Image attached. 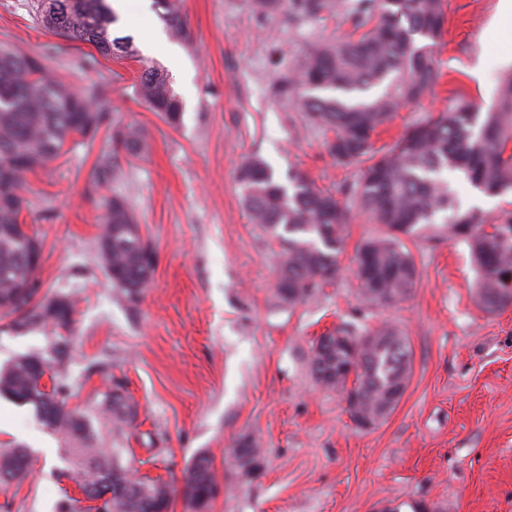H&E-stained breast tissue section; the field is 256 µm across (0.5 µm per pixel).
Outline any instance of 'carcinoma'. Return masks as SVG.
<instances>
[{"instance_id": "1", "label": "carcinoma", "mask_w": 512, "mask_h": 512, "mask_svg": "<svg viewBox=\"0 0 512 512\" xmlns=\"http://www.w3.org/2000/svg\"><path fill=\"white\" fill-rule=\"evenodd\" d=\"M153 5L171 36L191 42L177 0H153ZM251 8L259 16L286 12L309 21L336 13L351 25V37L310 48L280 90L296 98L311 121L333 132L327 152L336 163L362 166V180L347 187L345 195L371 223L383 227L357 252L363 302L388 308L410 295L417 267L403 238L428 235L468 245L478 272L479 309L495 313L511 306L512 295L506 301L495 296L503 275L512 272V217L486 224L480 213L461 211L445 174L461 173L490 196L512 190V71L501 79L488 111L453 91L443 112L411 126L392 146L377 149L373 135L395 113L420 105L441 77L432 50L447 33V0H251ZM30 10L39 27L61 40L56 49L94 48L95 53L78 58L80 67L93 66L99 55L137 57L131 38L114 35L118 17L108 0H33ZM43 59L0 45V319L14 332L49 335L52 357H16L0 370V393L33 405L43 424L62 437V476L85 495L105 483L121 486L101 512H169L171 486L134 478L131 462L122 461L131 449L104 447L95 429L102 424L121 435L135 422L137 405L124 388L110 387L82 409L68 407L73 307L63 294L42 292L40 265L32 260L42 242L20 217L31 207L28 175L62 156L75 138L94 140L111 117L104 88L91 84L78 92L50 74ZM134 92L166 124L175 127L181 121L183 103L162 70L142 66ZM142 148L139 127L112 128L88 193L117 180L121 161L139 158ZM238 181L252 222L279 246L278 301L292 306L334 281L341 232L352 207L300 170L288 173V184L281 183L259 157L241 165ZM97 259L128 301L141 298L154 273V254L125 196L114 194L105 205ZM340 330L351 344L311 348L309 373L328 390L346 393L353 385L350 417H372L408 384V339L387 322L374 328L345 324ZM230 457L238 471L246 458L261 466L263 448L249 436L246 443H236ZM29 471V449L0 453V490L22 485ZM219 488L212 458L198 455L184 478V512H210Z\"/></svg>"}]
</instances>
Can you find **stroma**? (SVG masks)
Returning a JSON list of instances; mask_svg holds the SVG:
<instances>
[{
  "label": "stroma",
  "mask_w": 512,
  "mask_h": 512,
  "mask_svg": "<svg viewBox=\"0 0 512 512\" xmlns=\"http://www.w3.org/2000/svg\"><path fill=\"white\" fill-rule=\"evenodd\" d=\"M497 0H448V33L434 58L443 74L433 96L407 107L374 136L391 144L451 89L491 107L512 55L486 44ZM193 34L170 37L153 10L132 8L121 33L137 60L100 58L76 66L70 48L46 59L75 90L102 85L114 123L144 133V154L123 176L88 194L108 132L68 145L29 175L26 224L43 241L44 288L73 305L69 406L85 407L123 385L138 420L119 439L140 475L182 490L186 471L208 454L221 485L211 512H512V306L488 315L476 304L467 245L445 238L407 241L418 278L410 296L386 309L365 306L355 276L357 248L379 234L354 214L343 233L336 279L288 307L276 299V246L252 224L238 184L240 165L260 157L279 181L300 169L333 192L362 170L328 155V131L277 88L313 43L348 33L333 15L302 23L281 13L256 17L249 0H180ZM55 36L37 28L29 0H0V43L38 53ZM164 69L175 93H189L170 127L133 94L142 65ZM461 210L496 224L512 213V193L480 196L456 174ZM130 198L153 248L154 276L139 301L122 297L96 261L102 201ZM388 321L408 336L409 383L396 408L362 429L342 392L310 377L313 341L345 322ZM25 353L49 355L40 331L0 327V367ZM257 437L263 467L238 475L227 457L240 438ZM30 448V474L0 492V512H60L78 497L59 477L63 440L32 405L0 396V451Z\"/></svg>",
  "instance_id": "1"
}]
</instances>
